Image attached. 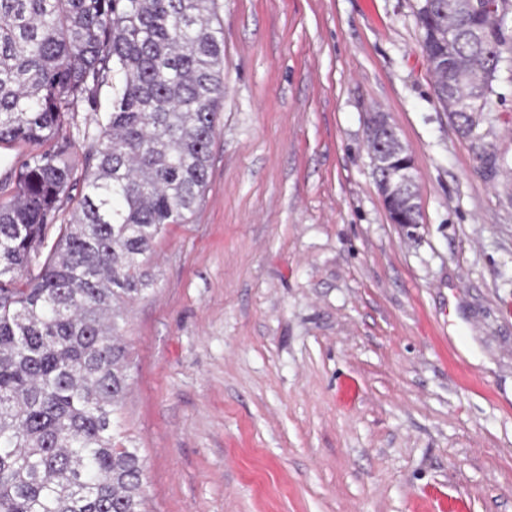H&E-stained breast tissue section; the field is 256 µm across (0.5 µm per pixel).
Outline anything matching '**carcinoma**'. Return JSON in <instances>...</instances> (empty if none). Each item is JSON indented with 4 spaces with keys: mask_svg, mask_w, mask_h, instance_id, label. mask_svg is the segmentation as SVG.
Returning <instances> with one entry per match:
<instances>
[{
    "mask_svg": "<svg viewBox=\"0 0 512 512\" xmlns=\"http://www.w3.org/2000/svg\"><path fill=\"white\" fill-rule=\"evenodd\" d=\"M428 22L461 36L435 82L450 117L476 87L512 72V28L470 0H434ZM216 0H0V143L54 142L29 155L0 200V512H146L137 448L114 436L130 387L128 304L152 285L154 243L208 186L224 100ZM106 111L86 191L64 126Z\"/></svg>",
    "mask_w": 512,
    "mask_h": 512,
    "instance_id": "cac0c4a2",
    "label": "carcinoma"
}]
</instances>
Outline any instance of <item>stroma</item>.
Segmentation results:
<instances>
[{"instance_id": "obj_1", "label": "stroma", "mask_w": 512, "mask_h": 512, "mask_svg": "<svg viewBox=\"0 0 512 512\" xmlns=\"http://www.w3.org/2000/svg\"><path fill=\"white\" fill-rule=\"evenodd\" d=\"M208 187L127 310L119 440L149 512H512V81L484 173L438 104L417 0H217ZM386 112L419 224L366 142ZM368 136L377 145V150H370V156L378 191L391 223L401 227L419 224V203L416 197L409 198L405 209L399 203L406 186L411 189L410 185L414 183V163L404 149L393 147V139H396L398 134L384 112H376L373 115Z\"/></svg>"}]
</instances>
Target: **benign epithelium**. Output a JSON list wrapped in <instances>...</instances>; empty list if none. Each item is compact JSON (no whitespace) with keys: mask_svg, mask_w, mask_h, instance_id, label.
Masks as SVG:
<instances>
[{"mask_svg":"<svg viewBox=\"0 0 512 512\" xmlns=\"http://www.w3.org/2000/svg\"><path fill=\"white\" fill-rule=\"evenodd\" d=\"M486 111V100L481 94H474L466 101L465 116L467 122L462 126V133L473 140L474 145L483 143L478 132L479 116ZM368 136L375 141L377 149L370 150L379 194L383 200L391 223L401 227L419 223L416 198L408 200L407 207L400 206V197L405 188L414 183V163L403 149L393 147L397 131L388 121L385 113L377 112L371 118Z\"/></svg>","mask_w":512,"mask_h":512,"instance_id":"7a95c632","label":"benign epithelium"}]
</instances>
